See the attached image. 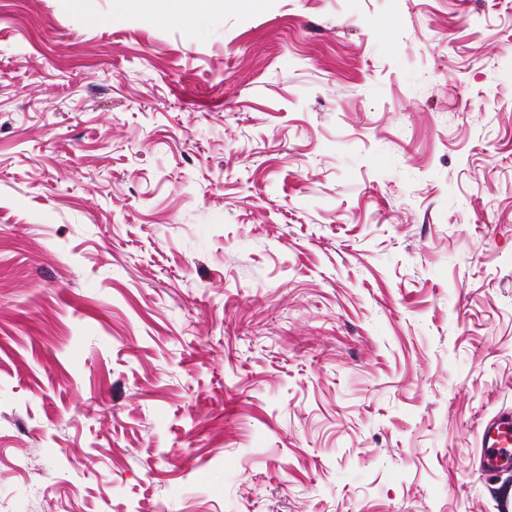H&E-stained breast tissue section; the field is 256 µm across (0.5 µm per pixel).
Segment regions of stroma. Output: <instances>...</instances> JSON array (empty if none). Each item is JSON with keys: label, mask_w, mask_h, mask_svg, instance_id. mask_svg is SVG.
<instances>
[{"label": "stroma", "mask_w": 512, "mask_h": 512, "mask_svg": "<svg viewBox=\"0 0 512 512\" xmlns=\"http://www.w3.org/2000/svg\"><path fill=\"white\" fill-rule=\"evenodd\" d=\"M512 0H0V512H502ZM259 0H137L136 5L142 16L148 20L160 17L183 21L194 20L205 12L222 8L229 3L232 7L251 9ZM484 466L490 472L512 465V416L502 415L481 427Z\"/></svg>", "instance_id": "obj_1"}]
</instances>
